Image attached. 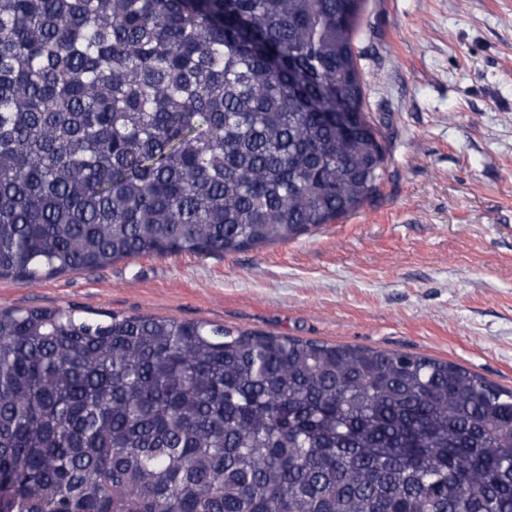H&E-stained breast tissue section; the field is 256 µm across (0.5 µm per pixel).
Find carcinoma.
<instances>
[{
    "label": "carcinoma",
    "instance_id": "cac0c4a2",
    "mask_svg": "<svg viewBox=\"0 0 512 512\" xmlns=\"http://www.w3.org/2000/svg\"><path fill=\"white\" fill-rule=\"evenodd\" d=\"M365 2L0 0V278L358 210L386 170ZM0 512H512V390L398 350L0 312Z\"/></svg>",
    "mask_w": 512,
    "mask_h": 512
}]
</instances>
